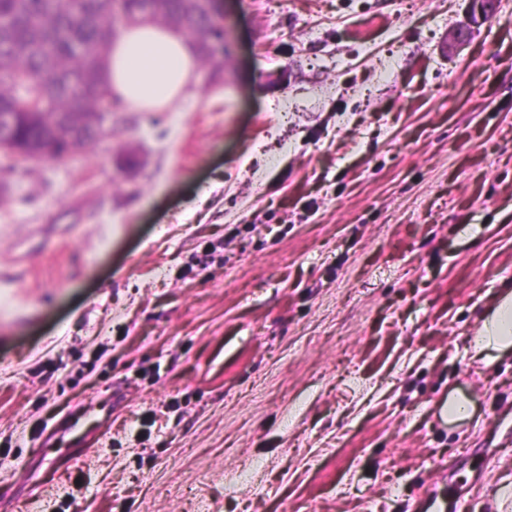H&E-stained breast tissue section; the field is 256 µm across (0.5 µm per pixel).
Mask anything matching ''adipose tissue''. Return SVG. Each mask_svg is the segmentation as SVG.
Segmentation results:
<instances>
[{
    "label": "adipose tissue",
    "instance_id": "obj_1",
    "mask_svg": "<svg viewBox=\"0 0 512 512\" xmlns=\"http://www.w3.org/2000/svg\"><path fill=\"white\" fill-rule=\"evenodd\" d=\"M198 62L196 44L153 23L126 26L108 55L114 93L142 112H161L186 92ZM475 356L512 350V295H503L472 339Z\"/></svg>",
    "mask_w": 512,
    "mask_h": 512
}]
</instances>
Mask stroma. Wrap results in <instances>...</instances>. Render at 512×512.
Returning a JSON list of instances; mask_svg holds the SVG:
<instances>
[{"mask_svg": "<svg viewBox=\"0 0 512 512\" xmlns=\"http://www.w3.org/2000/svg\"><path fill=\"white\" fill-rule=\"evenodd\" d=\"M222 0L176 110L0 152V512H512V0ZM467 397L469 418L448 421ZM475 357H488L491 352H506L512 348V295H503L489 317L478 327L472 339Z\"/></svg>", "mask_w": 512, "mask_h": 512, "instance_id": "35a3bbf8", "label": "stroma"}]
</instances>
